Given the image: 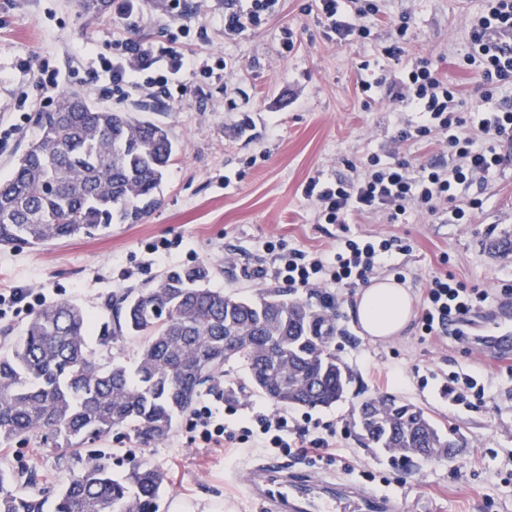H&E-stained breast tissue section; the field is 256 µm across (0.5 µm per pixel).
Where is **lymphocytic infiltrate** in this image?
Instances as JSON below:
<instances>
[{
  "label": "lymphocytic infiltrate",
  "instance_id": "1",
  "mask_svg": "<svg viewBox=\"0 0 512 512\" xmlns=\"http://www.w3.org/2000/svg\"><path fill=\"white\" fill-rule=\"evenodd\" d=\"M385 13L382 0H318L317 16L331 35L341 40L368 38L376 20ZM468 65L481 72L482 99L493 98L512 87V0H483L480 12L466 29ZM116 53L105 60L85 54L83 61L98 69L112 86L115 101H124L130 89L148 97L171 98V78L180 71L207 75L199 56L171 46H154L130 38L115 41ZM383 56L399 65L401 77L389 86L388 96L408 105L417 119L397 130L400 142L435 140L448 149L447 161H428L416 166L399 158L381 161L368 157L356 178L333 183L311 179L305 194L315 202L318 218L327 224H346L351 216L380 213L398 223L407 209L442 215L451 224H464L481 202L459 201V193L474 182L487 180L511 156L512 105L502 104L484 113L475 135L462 134L466 120L459 111V98L433 68L430 61L405 59L400 46L383 47ZM394 243L352 239L338 240L334 251L322 257L301 252L281 256L277 267H257L255 278L275 277L309 294L322 288H355L366 284L374 270L392 255ZM485 294L468 291L448 275L432 276L424 292L417 322L424 334L450 331L464 336V326ZM193 425L206 443L219 447L236 439L252 441L255 447L299 459L323 458L330 441L314 435L309 426L296 424L278 409L256 412L246 425L233 429L224 422L220 407L203 402Z\"/></svg>",
  "mask_w": 512,
  "mask_h": 512
}]
</instances>
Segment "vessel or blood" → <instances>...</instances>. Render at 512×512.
I'll return each mask as SVG.
<instances>
[{"instance_id": "b4317fda", "label": "vessel or blood", "mask_w": 512, "mask_h": 512, "mask_svg": "<svg viewBox=\"0 0 512 512\" xmlns=\"http://www.w3.org/2000/svg\"><path fill=\"white\" fill-rule=\"evenodd\" d=\"M480 349L491 357L512 355V305H498L479 327ZM246 490L264 512H406L408 502L338 478L316 479L290 471L283 463L265 460L249 470Z\"/></svg>"}]
</instances>
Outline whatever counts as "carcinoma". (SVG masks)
<instances>
[{"label":"carcinoma","mask_w":512,"mask_h":512,"mask_svg":"<svg viewBox=\"0 0 512 512\" xmlns=\"http://www.w3.org/2000/svg\"><path fill=\"white\" fill-rule=\"evenodd\" d=\"M76 99L83 107L71 106ZM36 124V137L0 181L1 247L102 235L116 223L141 222L160 204L175 151L166 125L101 109L76 92L63 93ZM210 278L206 264L173 268L112 294L98 324L69 302L31 315L0 355V446L34 440L80 467L57 492L35 469L0 468V512H159L158 471L140 464L116 479L110 457L86 444L118 428L138 445L164 440L230 362L242 364L276 406L330 407L345 398L352 377L336 355L329 303L276 289L239 298L209 287ZM94 332L104 347L141 337L134 365L100 364L88 345ZM358 422L361 435L397 463L429 457V446L456 447L422 408L396 399L363 401ZM16 481L27 492L14 490Z\"/></svg>","instance_id":"obj_1"}]
</instances>
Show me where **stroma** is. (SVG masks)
Returning <instances> with one entry per match:
<instances>
[{
  "instance_id": "35a3bbf8",
  "label": "stroma",
  "mask_w": 512,
  "mask_h": 512,
  "mask_svg": "<svg viewBox=\"0 0 512 512\" xmlns=\"http://www.w3.org/2000/svg\"><path fill=\"white\" fill-rule=\"evenodd\" d=\"M244 4L181 0L180 13L170 16L157 0H144L143 17L95 20L82 15L75 0H0V122L16 126L8 151L0 154V180L10 176L14 157L35 138L38 113L57 105V95L36 79L45 61L64 75L65 89L86 94L98 106L150 109L152 118L168 125L176 144L162 203L142 223L116 224L93 238H63L46 249L0 248V289L34 288L44 304L68 301L101 318L113 292L142 287L165 272L152 249L166 244L178 266L209 264L210 287L252 298L285 287L274 278L255 279L256 266H273L292 249L332 251L346 235L396 239L379 272L401 277L414 304H421L423 288L435 274L486 291L489 309L511 298L512 258L492 254L485 241L512 231V160L482 187L483 206L468 224H448L412 209L396 224L379 213L351 217L344 228L321 224L305 194L310 178H352L371 154L414 163L446 158L437 142L396 141L397 119H414V112L395 108L385 94L371 97L361 89L365 81L388 85L399 77L398 67L385 62L380 51L394 38L390 18L400 13L412 17L409 59L431 61L457 90L462 112L495 110V102L479 96L478 72L462 64L466 23L481 0H387V15L370 37L347 42L327 37L314 0H279L262 26L225 37V11ZM288 28L295 33L290 49L281 43ZM119 30L147 43L177 36L185 53L208 57L222 74L183 75V93L173 103L135 90L115 102L110 85L81 63L79 53L90 49L111 58ZM20 90L32 103L23 116L11 110ZM332 296L334 346L353 381L345 399L310 413L320 433H333L332 456L313 463L292 459L290 469L354 483L361 470L373 471V490L411 500L417 512H512V361L492 360L466 341L423 335L414 321L400 336L373 342L363 337L353 316L355 291L336 290ZM462 371L485 378L482 403L457 404L443 392L449 374ZM386 394L429 412L439 430L460 443V453L401 466L384 450L366 446L354 426L356 410L362 401ZM203 398L235 409L240 418L269 405L252 388L247 371L233 363L226 365L218 392ZM95 447L111 455L115 476L143 462L158 470L160 512H171L176 502L190 512H260L245 482L263 452L229 458L224 449L204 447L190 417L180 418L170 435L150 448L118 434ZM1 466L36 468L56 485L69 474L57 453L31 442L0 449Z\"/></svg>"
}]
</instances>
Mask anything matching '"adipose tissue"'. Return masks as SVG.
<instances>
[{"mask_svg": "<svg viewBox=\"0 0 512 512\" xmlns=\"http://www.w3.org/2000/svg\"><path fill=\"white\" fill-rule=\"evenodd\" d=\"M412 304L410 292L396 278L376 277L357 292L353 311L369 338L387 340L406 328Z\"/></svg>", "mask_w": 512, "mask_h": 512, "instance_id": "obj_1", "label": "adipose tissue"}]
</instances>
